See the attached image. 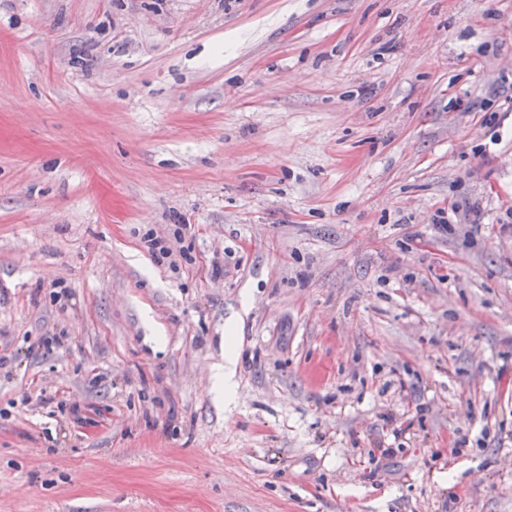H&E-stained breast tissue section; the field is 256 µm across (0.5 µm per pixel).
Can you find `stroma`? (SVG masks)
Segmentation results:
<instances>
[{
    "label": "stroma",
    "instance_id": "obj_1",
    "mask_svg": "<svg viewBox=\"0 0 512 512\" xmlns=\"http://www.w3.org/2000/svg\"><path fill=\"white\" fill-rule=\"evenodd\" d=\"M488 109L512 0H0V512H512ZM142 243H144V247L147 248L157 263H164L165 260L170 259L169 267L177 269L178 264L175 259H172V251L165 246L164 240L161 237L154 235V233H146ZM234 349L229 346L224 356V367L217 366L210 376L207 391L215 398H231L235 394L236 385Z\"/></svg>",
    "mask_w": 512,
    "mask_h": 512
}]
</instances>
